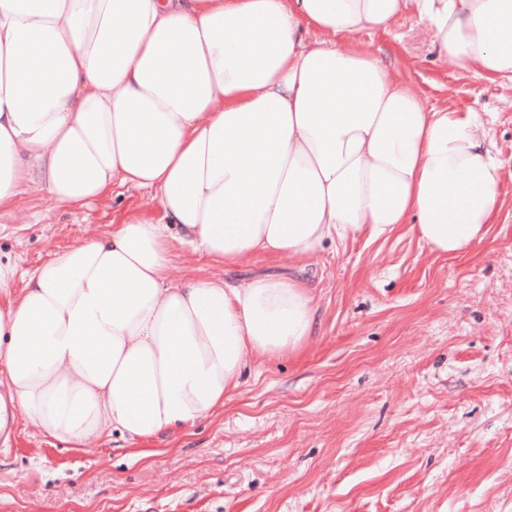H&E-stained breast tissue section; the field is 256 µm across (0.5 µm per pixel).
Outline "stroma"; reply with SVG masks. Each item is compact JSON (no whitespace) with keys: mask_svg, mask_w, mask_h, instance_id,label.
<instances>
[{"mask_svg":"<svg viewBox=\"0 0 512 512\" xmlns=\"http://www.w3.org/2000/svg\"><path fill=\"white\" fill-rule=\"evenodd\" d=\"M355 40L430 103L480 112L503 162L485 237L441 256L406 224L303 266L172 242L175 283L302 273L315 336L300 356L251 361L223 409L173 439L115 433L75 451L19 416L0 441V512H512V80L453 69L408 18ZM161 216L129 185L70 208L25 183L0 208V263L19 292L57 253Z\"/></svg>","mask_w":512,"mask_h":512,"instance_id":"obj_1","label":"stroma"}]
</instances>
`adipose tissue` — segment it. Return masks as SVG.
I'll return each mask as SVG.
<instances>
[{"label":"adipose tissue","instance_id":"1","mask_svg":"<svg viewBox=\"0 0 512 512\" xmlns=\"http://www.w3.org/2000/svg\"><path fill=\"white\" fill-rule=\"evenodd\" d=\"M405 16L457 69L512 79V0H0V207L27 182L69 207L131 185L163 212L18 295L0 265V432L22 413L75 449L147 442L222 409L251 360L307 347L308 281L175 285L170 239L235 264L404 224L442 256L484 238L502 163L480 113L352 41Z\"/></svg>","mask_w":512,"mask_h":512}]
</instances>
